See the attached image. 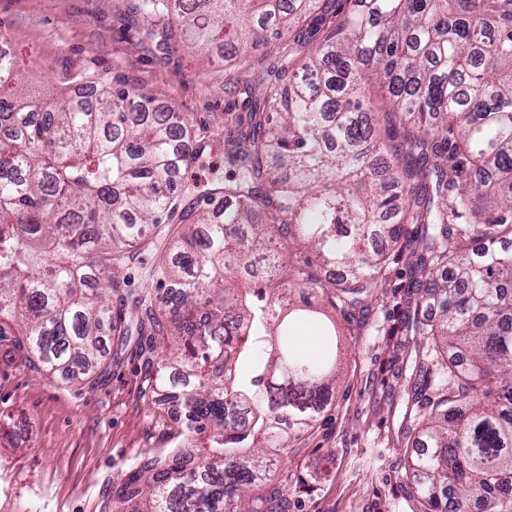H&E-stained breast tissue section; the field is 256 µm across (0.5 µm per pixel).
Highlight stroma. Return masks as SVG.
Masks as SVG:
<instances>
[{
  "instance_id": "stroma-1",
  "label": "stroma",
  "mask_w": 512,
  "mask_h": 512,
  "mask_svg": "<svg viewBox=\"0 0 512 512\" xmlns=\"http://www.w3.org/2000/svg\"><path fill=\"white\" fill-rule=\"evenodd\" d=\"M131 5L0 0V33L24 62L31 93L107 72L113 84L175 103L207 144L185 182L225 177V142L250 107L243 88L265 82L282 54L257 44L250 62L228 67L176 46L162 50ZM413 285L411 256L397 257L364 314L353 323L337 318L345 353L330 403L313 428L287 439L264 484L271 491L299 480L294 512H417L401 486L407 395L396 377L419 343L397 331ZM116 346L103 343L102 377L77 384L43 376L0 346V512H104L106 486L164 447L176 405L145 397L142 359Z\"/></svg>"
}]
</instances>
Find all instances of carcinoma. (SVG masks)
I'll use <instances>...</instances> for the list:
<instances>
[{"label": "carcinoma", "mask_w": 512, "mask_h": 512, "mask_svg": "<svg viewBox=\"0 0 512 512\" xmlns=\"http://www.w3.org/2000/svg\"><path fill=\"white\" fill-rule=\"evenodd\" d=\"M158 45L221 58L256 41L288 65L231 137L222 182L184 185L204 145L175 105L95 82L45 105L0 54V345L40 373L101 368L134 340L145 392L180 411L109 512H289L258 492L271 449L318 420L336 324L391 254L419 277L399 331L422 337L404 391L403 484L420 512H512V0H133ZM375 83L373 101L366 84ZM198 204L183 205L188 194ZM420 228L407 237V226ZM141 263L143 288L123 271ZM255 267L246 286L234 271ZM307 288L321 306L284 300ZM445 307L428 314L430 301ZM320 332L301 358L295 327ZM260 356L251 375L237 362Z\"/></svg>", "instance_id": "cac0c4a2"}]
</instances>
